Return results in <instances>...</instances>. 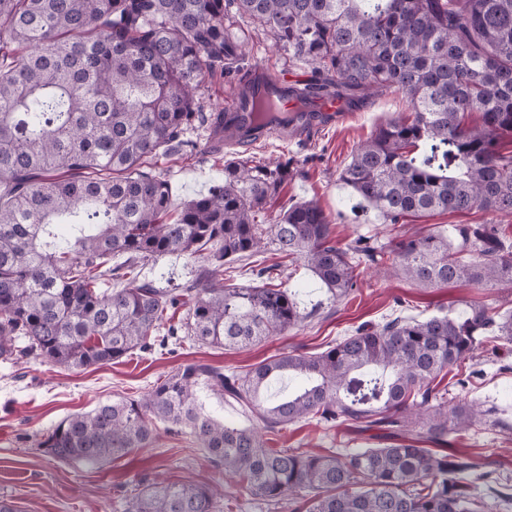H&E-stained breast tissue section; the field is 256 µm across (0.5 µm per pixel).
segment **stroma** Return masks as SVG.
<instances>
[{
    "label": "stroma",
    "mask_w": 512,
    "mask_h": 512,
    "mask_svg": "<svg viewBox=\"0 0 512 512\" xmlns=\"http://www.w3.org/2000/svg\"><path fill=\"white\" fill-rule=\"evenodd\" d=\"M246 35L245 55L208 80L200 101L204 112H217L233 95L239 78L261 70L276 79L307 83L311 66L292 62L288 49L273 36L255 30L248 18L237 23ZM411 108L404 93L384 92L342 121H324L305 129L292 126L273 131L255 141L235 138L216 142L208 126L191 133L192 147L182 155L159 156L146 164L147 172L170 182L174 203L207 192L224 177L228 158L268 161L287 159L292 180L274 198L265 213L266 222L296 202L317 203L332 222V237L347 246L364 237L389 241L390 227L374 213L354 211V202L339 175L357 147L375 129L391 119L407 118ZM494 214L475 209L465 213H436L400 221V231L432 233L452 224H484ZM200 257L161 258L140 266L142 276L162 288H184L196 278ZM269 267L276 282L294 293L308 314L299 326L245 348L200 345L183 335L164 346L134 351L122 360L87 368L65 369L28 356L0 358V502L14 504L18 512H125L137 489L157 479L178 484H208L218 490V512H291L287 505H273L251 498L240 482L225 478L205 449L191 437L154 423L150 445L134 449L126 457L96 466L58 461L38 446L41 436L71 414L87 412L99 403L119 397H141L183 366L202 362L225 373H242L263 360L288 351L315 354L324 351L358 326L384 321L393 312L424 318L441 306L461 310L474 304L512 309V284L493 287L457 283L425 288L401 275H379L363 265L356 271L357 285L349 296L330 299L326 288L312 275L303 260H288L267 245L263 252L224 267L229 284L255 283L256 269ZM466 385L445 377L442 388L449 404L467 399L482 407L497 406L512 419V344L490 342L480 347L459 370ZM270 447L303 448L325 453L334 448H385L389 442L358 432L349 423L325 428L310 419L271 434ZM441 450L479 464L492 463L501 477L512 479V429L480 427L449 434Z\"/></svg>",
    "instance_id": "stroma-1"
}]
</instances>
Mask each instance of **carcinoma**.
<instances>
[{"label":"carcinoma","instance_id":"obj_1","mask_svg":"<svg viewBox=\"0 0 512 512\" xmlns=\"http://www.w3.org/2000/svg\"><path fill=\"white\" fill-rule=\"evenodd\" d=\"M237 14L290 59L336 77L338 97L407 96L413 118L379 125L340 174L384 222L474 208L512 215V0H0V357L118 362L152 347L180 303L186 321L170 336L243 348L277 335L304 316L288 289L263 280L270 269L255 285H224V264L260 253L266 240L303 259L338 298L363 263L426 288L512 283V242L498 224L341 247L311 201L259 223L293 176L288 160L227 159L221 183L173 209L169 181L143 165L181 151L208 120L206 78L244 49ZM254 113L259 129L284 123L265 101ZM197 254L200 276L178 294L135 274L152 259ZM490 340L512 343V310L396 316L319 354L282 353L243 373L188 364L139 399L63 419L39 447L94 465L149 444L159 421L190 434L251 497L288 499L294 512H488L463 477L478 468L467 458L411 444L314 454L271 448L268 435L308 418L432 442L465 433L486 411L475 402L448 409L434 382ZM289 376L305 385L268 399L271 383ZM203 383L257 423L228 426L206 411ZM126 512H216V493L158 479Z\"/></svg>","mask_w":512,"mask_h":512}]
</instances>
